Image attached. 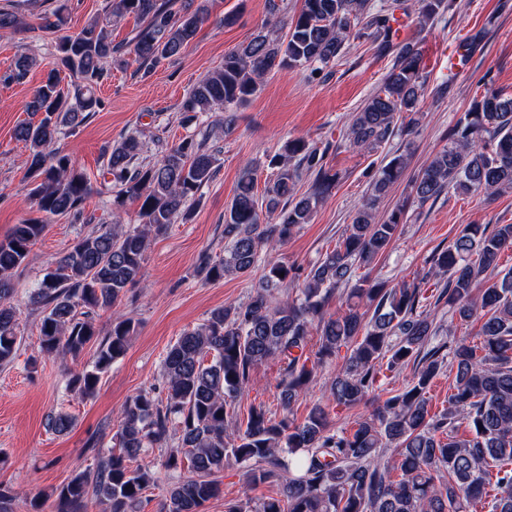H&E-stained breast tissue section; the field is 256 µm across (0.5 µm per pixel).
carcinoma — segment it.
Listing matches in <instances>:
<instances>
[{"label":"carcinoma","instance_id":"obj_1","mask_svg":"<svg viewBox=\"0 0 512 512\" xmlns=\"http://www.w3.org/2000/svg\"><path fill=\"white\" fill-rule=\"evenodd\" d=\"M193 2L107 0L105 17L56 38L57 60L75 83L73 93L64 92L59 71L50 70L27 105L30 118L15 129L16 141L28 153V169L39 177L31 195L42 216L0 238V366L13 363L22 339L11 302L12 272L26 262L48 219L85 223V202L95 191L115 205V222L82 235L57 256L31 296L43 313L41 352L77 358L97 335L91 313L113 306L140 282L150 236L187 222L198 192L215 176L210 114L248 101L272 70L327 64L347 38L370 37L382 52H395L394 63L383 87L352 116L350 146L371 149L387 141L402 113L406 130L418 125L425 95L421 58L409 44L394 46V9H377L373 0H302L285 36L259 32L224 54V65L191 88L181 112L193 134L159 158L148 154L139 134L121 137L105 152L103 182L94 189L54 143L103 107L94 88L110 78L119 52L108 24L131 14L142 19L145 26L133 39V51L141 65L154 68L179 55L209 20L207 6ZM444 2L419 0L422 21L435 18ZM35 64L22 54L3 79L21 82ZM321 161L319 149L307 140L287 141L269 157L274 177L261 193L255 170L245 166L224 213V256L202 258L198 275L206 282L247 275L261 248L287 243L296 228L309 223L336 185V175ZM406 167L407 158L399 154L378 171L351 224L309 270L296 300L278 298L291 269L269 263L248 302L215 309L204 324L180 336L163 361L166 399L143 392L124 404L112 448L60 488L56 512H86L91 491L101 512H140L155 478L131 463L144 449L163 447L172 429L180 432L179 444L166 453L162 467L186 468L190 476L166 489L160 512H202L206 502L221 495L217 474L231 463L247 468L252 483L281 481L282 498L230 501L224 512H470L485 500L490 512H512V270L479 287L480 278L498 267L500 254L512 249V224H497L490 232L468 224L434 256L438 271L448 275L441 297L449 311L465 322L478 314L483 318L479 342L463 338L448 347L439 339L440 327L422 310L417 286H391L358 273L389 249L403 221L404 203L380 219L377 210ZM308 174L314 176L311 189L299 196L297 184ZM450 187L489 196L512 188V96L492 91L475 102L456 125L450 145L412 179L411 195L424 204ZM128 200L137 204L139 224L125 229L120 212ZM264 213L275 222L262 223ZM339 288L346 309L327 318L325 306ZM134 329L131 318L116 315L95 362L74 375L68 388L84 398L94 396L102 374L125 354ZM313 329L318 333L314 351L308 349ZM343 349L350 354L328 392L344 409L358 407L377 388L381 366L392 370L412 359L417 366L403 389L349 432L331 429L320 405L300 424L286 416L276 420L261 405L251 407L245 424L234 419L235 402L259 365L282 364L280 401L288 410L319 368ZM449 356L456 364L455 391L448 409L432 414L427 394ZM461 422L466 436L459 434ZM72 425L62 411L48 421L58 433Z\"/></svg>","mask_w":512,"mask_h":512}]
</instances>
